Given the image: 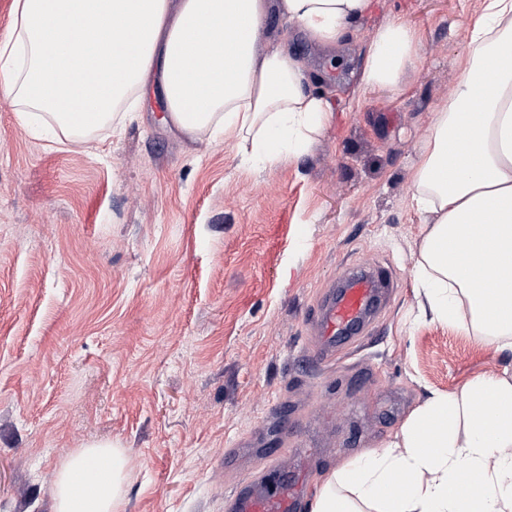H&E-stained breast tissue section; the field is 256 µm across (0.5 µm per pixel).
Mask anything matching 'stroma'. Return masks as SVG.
I'll return each instance as SVG.
<instances>
[{"instance_id":"stroma-1","label":"stroma","mask_w":512,"mask_h":512,"mask_svg":"<svg viewBox=\"0 0 512 512\" xmlns=\"http://www.w3.org/2000/svg\"><path fill=\"white\" fill-rule=\"evenodd\" d=\"M481 0H374L341 47L271 13L335 122L259 167L165 125L158 94L125 135L48 146L0 97V512H52L61 462L125 448V512H226L266 464L308 479L383 445L427 397L512 355L418 323L423 226L410 165L447 106ZM399 16L421 60L355 101L374 31ZM388 268L364 337L317 364L308 315L339 273Z\"/></svg>"}]
</instances>
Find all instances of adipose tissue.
Listing matches in <instances>:
<instances>
[{
	"label": "adipose tissue",
	"instance_id": "adipose-tissue-1",
	"mask_svg": "<svg viewBox=\"0 0 512 512\" xmlns=\"http://www.w3.org/2000/svg\"><path fill=\"white\" fill-rule=\"evenodd\" d=\"M372 0H12L0 94L50 141L121 136L159 87L163 122L185 139H224L266 166L308 152L330 126L304 63L274 43L270 10L339 45ZM471 51L411 167L426 226L421 316L512 352V0H482ZM421 39L395 17L373 33L358 92L398 88ZM124 449L72 453L54 512H123ZM312 512H512V376L434 391L380 448L333 471Z\"/></svg>",
	"mask_w": 512,
	"mask_h": 512
}]
</instances>
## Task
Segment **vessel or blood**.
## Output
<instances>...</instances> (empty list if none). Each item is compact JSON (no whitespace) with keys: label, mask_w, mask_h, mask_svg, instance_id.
I'll list each match as a JSON object with an SVG mask.
<instances>
[{"label":"vessel or blood","mask_w":512,"mask_h":512,"mask_svg":"<svg viewBox=\"0 0 512 512\" xmlns=\"http://www.w3.org/2000/svg\"><path fill=\"white\" fill-rule=\"evenodd\" d=\"M346 282L339 294L319 306L312 317L318 328L319 342L314 356L318 362L336 360L338 341L355 343L356 336L368 325L374 310L391 286L384 269L368 274L344 272ZM303 483H285L258 491L245 483L226 502L228 512H302Z\"/></svg>","instance_id":"obj_1"}]
</instances>
